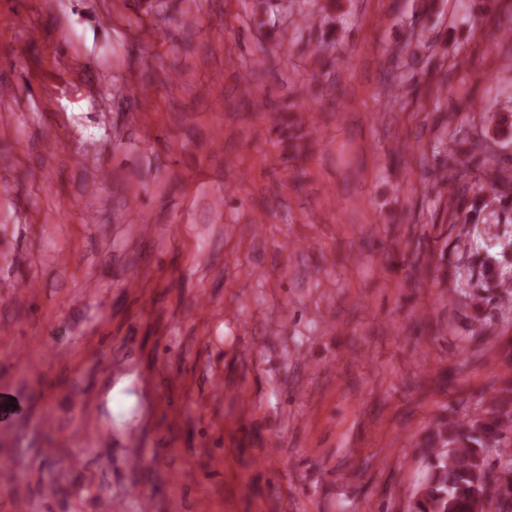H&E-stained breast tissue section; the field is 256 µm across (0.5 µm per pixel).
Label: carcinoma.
<instances>
[{
    "label": "carcinoma",
    "mask_w": 512,
    "mask_h": 512,
    "mask_svg": "<svg viewBox=\"0 0 512 512\" xmlns=\"http://www.w3.org/2000/svg\"><path fill=\"white\" fill-rule=\"evenodd\" d=\"M438 138L436 150L448 152L437 181L448 184V201L453 223L461 225V242H466L468 224L477 223L480 213L493 217L512 210V172L495 161L497 141L489 133L473 140L472 149L482 156V169L474 178L481 182V195L467 200L459 192L460 182L470 174L468 161L459 158ZM512 380L504 393L482 402L476 411L442 416L417 442L415 453L425 464L412 508L416 512H505L512 498ZM493 476L494 491H487L485 476Z\"/></svg>",
    "instance_id": "1"
}]
</instances>
